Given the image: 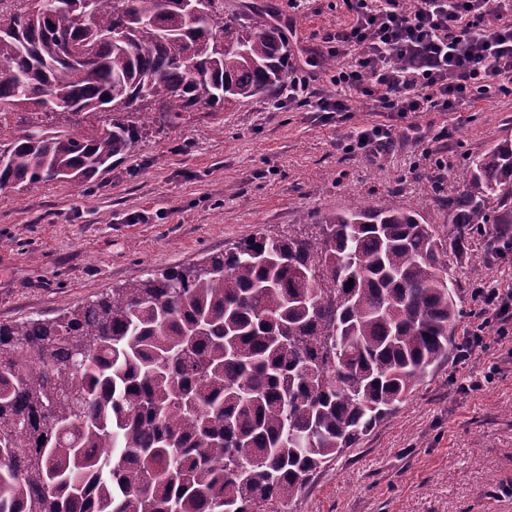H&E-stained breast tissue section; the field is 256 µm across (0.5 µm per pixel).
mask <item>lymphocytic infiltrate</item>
<instances>
[{"instance_id": "1", "label": "lymphocytic infiltrate", "mask_w": 512, "mask_h": 512, "mask_svg": "<svg viewBox=\"0 0 512 512\" xmlns=\"http://www.w3.org/2000/svg\"><path fill=\"white\" fill-rule=\"evenodd\" d=\"M352 24L323 39L340 64L322 112H455L489 89L512 94V0H344ZM484 324L512 322V290L474 291Z\"/></svg>"}]
</instances>
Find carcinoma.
Returning a JSON list of instances; mask_svg holds the SVG:
<instances>
[{
    "mask_svg": "<svg viewBox=\"0 0 512 512\" xmlns=\"http://www.w3.org/2000/svg\"><path fill=\"white\" fill-rule=\"evenodd\" d=\"M182 0H19L0 13V112L106 113L23 129L0 188L89 183L142 129L277 87L288 37L259 10ZM66 39L91 58L65 60ZM149 113L133 121L134 106ZM446 223L398 204L327 214L316 237L257 231L54 318L0 323V512H267L367 436L448 355V250L485 226L512 249V142L469 157Z\"/></svg>",
    "mask_w": 512,
    "mask_h": 512,
    "instance_id": "1",
    "label": "carcinoma"
}]
</instances>
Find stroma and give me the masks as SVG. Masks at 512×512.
Listing matches in <instances>:
<instances>
[{
    "instance_id": "1",
    "label": "stroma",
    "mask_w": 512,
    "mask_h": 512,
    "mask_svg": "<svg viewBox=\"0 0 512 512\" xmlns=\"http://www.w3.org/2000/svg\"><path fill=\"white\" fill-rule=\"evenodd\" d=\"M269 14L290 40V62L310 49L317 93L328 72L315 55L347 26L342 0H224L225 17ZM269 94L182 113L148 129L124 159L89 184L0 189V323L51 318L127 283L206 261L262 229L313 233L327 213L363 201L397 202L443 224L429 182L460 189L468 155L512 141V94L459 112L404 117L357 101L345 118L316 104L270 109ZM392 126L390 153L347 150L350 137ZM445 159L439 169L435 159ZM460 327L477 326L475 284L512 289V257L474 261L449 253ZM278 512H512V333L482 332L475 355L429 369L395 412L317 472Z\"/></svg>"
}]
</instances>
